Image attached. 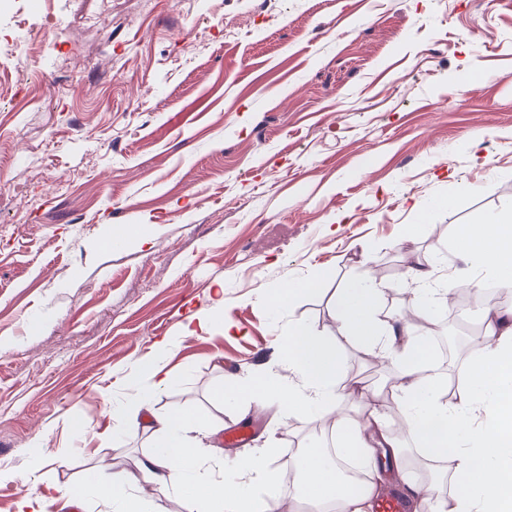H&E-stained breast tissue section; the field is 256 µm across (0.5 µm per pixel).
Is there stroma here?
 Returning <instances> with one entry per match:
<instances>
[{"mask_svg": "<svg viewBox=\"0 0 512 512\" xmlns=\"http://www.w3.org/2000/svg\"><path fill=\"white\" fill-rule=\"evenodd\" d=\"M510 198L512 0H0V512H114L81 486L152 452L112 410L163 338L154 411L283 471L325 418L225 379L285 373L294 323L335 336L364 266L377 316L408 312L385 265L444 250L445 287L457 225ZM219 287L223 320L184 335ZM428 311L457 336L436 368L463 374L483 307ZM339 371L394 367L351 342Z\"/></svg>", "mask_w": 512, "mask_h": 512, "instance_id": "35a3bbf8", "label": "stroma"}]
</instances>
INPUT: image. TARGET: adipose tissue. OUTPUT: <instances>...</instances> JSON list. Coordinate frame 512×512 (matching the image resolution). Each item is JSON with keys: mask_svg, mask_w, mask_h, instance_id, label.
Returning <instances> with one entry per match:
<instances>
[{"mask_svg": "<svg viewBox=\"0 0 512 512\" xmlns=\"http://www.w3.org/2000/svg\"><path fill=\"white\" fill-rule=\"evenodd\" d=\"M454 249L467 270L489 274L501 288L512 289V199L475 226L458 230ZM378 284L344 288L335 297V319L341 339L364 344L368 354L398 361L397 377L389 388L399 406L401 427L391 426L374 403L375 393L359 380L342 379L338 349L327 336L294 324L282 348L289 371L299 375L301 386L283 397L288 411L319 405L330 421L336 453L373 465L375 451L390 449L394 464H401L399 433L414 440L421 454L450 462L463 475L467 488L447 495L445 477L419 489L414 512H512V309L489 310L484 343L466 358L467 384L448 393L445 381L427 376L430 349L426 337L413 335L404 318L377 320ZM168 341L157 342L158 358L129 376V405L138 413L128 419L125 411H113L114 419L127 421L133 431L150 433L157 440L154 452L125 470L103 475L91 472L82 495L112 499L121 512H144L141 498L130 486L147 485L156 493H181L187 512H274L278 499L273 487V458L265 453L237 457L231 467L240 478L261 479L263 492L244 496L228 489L224 481L209 482L205 494L191 491L187 472L201 464V452L192 432L196 418L189 413L163 415L153 412L157 392L170 382L162 359ZM297 480L295 487L308 512H372L380 493L376 483L354 488L340 478L316 449L301 448L288 458Z\"/></svg>", "mask_w": 512, "mask_h": 512, "instance_id": "ef3b65f1", "label": "adipose tissue"}]
</instances>
